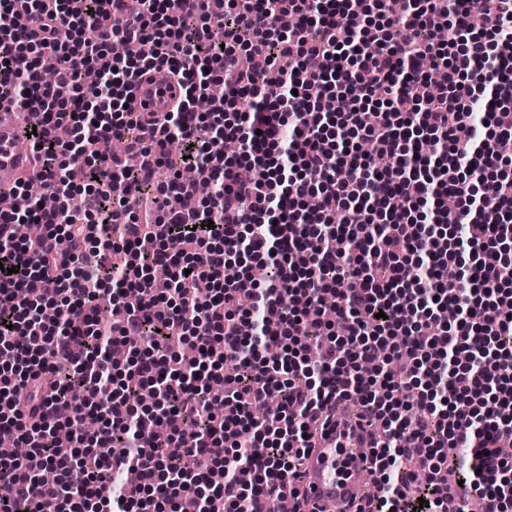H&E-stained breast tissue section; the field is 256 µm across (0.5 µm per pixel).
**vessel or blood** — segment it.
<instances>
[{"label":"vessel or blood","mask_w":512,"mask_h":512,"mask_svg":"<svg viewBox=\"0 0 512 512\" xmlns=\"http://www.w3.org/2000/svg\"><path fill=\"white\" fill-rule=\"evenodd\" d=\"M183 88L177 82L156 79L140 84L135 92L140 112H166L182 101ZM19 126L0 122V191L12 190L29 172L28 154L17 149ZM362 430H352L344 417H336L311 449L302 468L307 512H325L336 505L339 512H358L366 491L365 459L372 453L361 441Z\"/></svg>","instance_id":"vessel-or-blood-1"}]
</instances>
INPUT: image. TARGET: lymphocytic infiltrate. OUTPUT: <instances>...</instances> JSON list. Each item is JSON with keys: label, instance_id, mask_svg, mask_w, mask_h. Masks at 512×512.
<instances>
[{"label": "lymphocytic infiltrate", "instance_id": "lymphocytic-infiltrate-1", "mask_svg": "<svg viewBox=\"0 0 512 512\" xmlns=\"http://www.w3.org/2000/svg\"><path fill=\"white\" fill-rule=\"evenodd\" d=\"M71 2L0 0V87L34 111L22 128L33 178L58 202L0 215V427L26 450L0 459V512H86L116 468L140 478L107 512L296 503L342 400L357 401L355 424L386 430L370 469L380 493L362 512H503L512 0H225L217 15L211 0ZM449 24L462 38L435 42ZM118 35L139 56L113 57ZM46 54L59 60L51 86ZM157 70L183 102L126 113ZM216 82L223 97L195 112ZM116 139L136 167L113 156ZM244 164L257 178L239 177ZM80 181L94 185L81 218L66 205ZM447 195L454 212L428 210ZM22 223L43 235L18 239ZM257 266L269 276L255 279ZM159 267L170 286L155 283ZM103 302L112 320L97 317ZM229 360L242 370L227 378ZM142 386L155 406L130 402ZM266 400L275 411L255 419Z\"/></svg>", "mask_w": 512, "mask_h": 512}]
</instances>
